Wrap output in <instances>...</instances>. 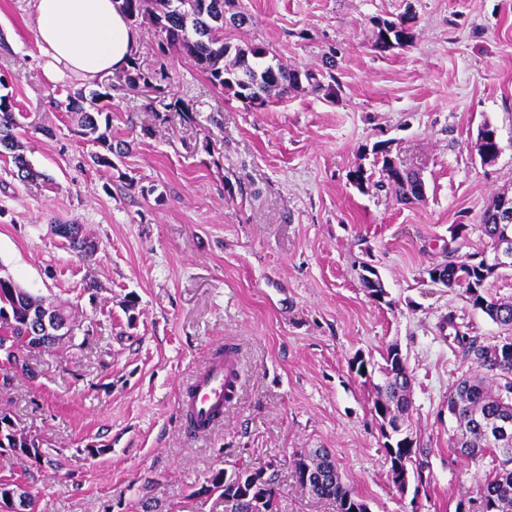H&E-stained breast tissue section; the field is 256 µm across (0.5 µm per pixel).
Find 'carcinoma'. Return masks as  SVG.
I'll return each instance as SVG.
<instances>
[{"label": "carcinoma", "mask_w": 512, "mask_h": 512, "mask_svg": "<svg viewBox=\"0 0 512 512\" xmlns=\"http://www.w3.org/2000/svg\"><path fill=\"white\" fill-rule=\"evenodd\" d=\"M229 0H121L120 8L129 21L146 24L160 37V48L175 47L191 58L195 67L208 82L221 89L233 91L234 96L246 106L260 108L269 102L272 92L282 97L289 90L307 81L312 90L332 94L333 74L321 70L304 72L291 70L275 60L264 43L251 42L244 46L233 44L224 36V24L242 29L252 23L245 12L225 15L224 5ZM405 19L384 20L377 24L378 32L374 48L383 51L390 41H400L407 28ZM165 80L164 72L143 73L131 63L125 80L136 86L151 88L156 80ZM109 91L86 88H70L65 99L57 106L77 117V133L95 142L99 150L90 155L97 168H115V160L129 151L124 140L112 139V116L103 101L110 98ZM145 110L156 114L182 112L189 115L185 103L176 100L166 102V97L148 98ZM20 113L16 112L13 97L0 95V149L12 154V162L20 181H36L43 174L36 171L21 152L18 130L22 128ZM495 129L484 123L478 138V153L485 162L491 160L494 144L487 139ZM386 185L394 189L399 197L415 193L420 187L416 173L396 162L388 151H381L378 158ZM496 206L488 207L481 218L480 228L492 243L502 238V226ZM61 237L68 242V249L80 259H91L97 251L96 242L86 236L79 224L65 225ZM444 275L440 283L446 288H462L470 296L473 306L480 309L493 322L512 329V301L489 299L484 294L487 280L498 275L500 269L484 260L468 258L461 262L436 265L428 271L429 277L436 273ZM45 299L31 294L10 276L0 277V325L9 329V334L0 336V345L8 343L6 354L11 368L28 371L22 354L24 348H39L41 343L32 338L34 325L31 315L37 314ZM464 355L481 370L491 373L492 381L483 377L464 376L454 385L448 395V412L456 416L454 444L461 456L472 462L483 461L490 455L494 465L484 478L476 483L475 496L468 503L477 505L475 510L459 507L458 512H512V465H504L500 449H512V426L508 434L491 442L484 437L485 427L496 420L512 421V338L484 345L470 336L458 337ZM383 364L379 366L382 382L374 385L375 395L371 412L377 422L381 447L390 463L391 480L401 486L413 479L425 480L427 462L423 456L427 449L420 446V439L411 426L402 431V414L410 412L413 374L406 358L396 344L389 345L381 354ZM301 484L314 496L336 504V512H367L368 503L354 494L343 483L338 467L329 454L321 448H307L297 458ZM207 493L224 499V512H262L275 500L270 482L258 471L248 472L219 468L205 480Z\"/></svg>", "instance_id": "1"}]
</instances>
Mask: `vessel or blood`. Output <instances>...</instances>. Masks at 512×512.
I'll use <instances>...</instances> for the list:
<instances>
[{"instance_id": "obj_1", "label": "vessel or blood", "mask_w": 512, "mask_h": 512, "mask_svg": "<svg viewBox=\"0 0 512 512\" xmlns=\"http://www.w3.org/2000/svg\"><path fill=\"white\" fill-rule=\"evenodd\" d=\"M240 382L237 352L217 348L204 369L183 389L178 401L194 431L204 433L223 421L225 408L234 400Z\"/></svg>"}]
</instances>
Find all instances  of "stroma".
Returning <instances> with one entry per match:
<instances>
[{
    "instance_id": "1",
    "label": "stroma",
    "mask_w": 512,
    "mask_h": 512,
    "mask_svg": "<svg viewBox=\"0 0 512 512\" xmlns=\"http://www.w3.org/2000/svg\"><path fill=\"white\" fill-rule=\"evenodd\" d=\"M235 7L252 24L226 29L232 43H265L300 71L334 57L333 94L304 84L246 107L140 26L141 70H164L166 96L192 118L144 111L141 93L101 76L112 135L131 143L111 172L91 165L96 144L54 105L81 81L45 72L32 0H0V77L24 115V153L48 176L20 182L0 156V270L75 324L54 351L25 350L26 373L0 363V411L47 455H0V479L26 477L41 512H224L221 498L193 490L219 467L261 469L277 512H336L295 478L297 453L324 448L371 512H456L484 475L453 444L448 394L472 368L456 338L494 344L507 332L427 271L490 252L481 216L512 195V0ZM403 17L410 43L375 50L378 22ZM486 123L500 143L491 162L475 147ZM383 149L420 172L422 200L380 187ZM360 166L372 173L361 186L349 177ZM58 224L82 225L95 255L63 248ZM365 262L387 301L363 288ZM392 344L414 376L410 422L430 450L416 489L389 474L370 412L379 372L351 368L357 356L380 363ZM223 345L240 356V388L223 425L199 436L177 387Z\"/></svg>"
}]
</instances>
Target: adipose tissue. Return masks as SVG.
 <instances>
[{"label":"adipose tissue","mask_w":512,"mask_h":512,"mask_svg":"<svg viewBox=\"0 0 512 512\" xmlns=\"http://www.w3.org/2000/svg\"><path fill=\"white\" fill-rule=\"evenodd\" d=\"M36 40L50 72L91 83L129 65L140 39L115 0H32Z\"/></svg>","instance_id":"1"}]
</instances>
